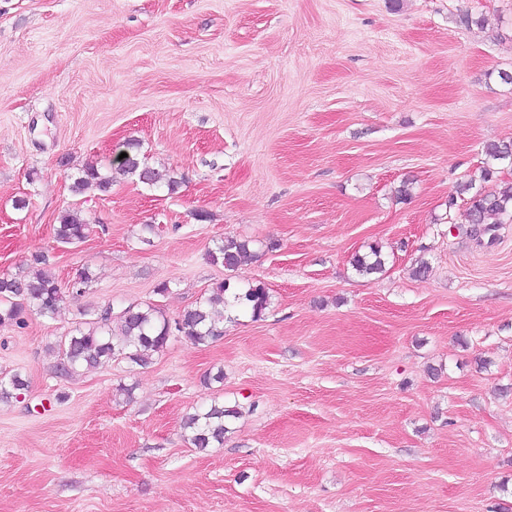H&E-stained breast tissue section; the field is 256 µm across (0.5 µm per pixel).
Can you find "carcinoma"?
<instances>
[{"label": "carcinoma", "mask_w": 512, "mask_h": 512, "mask_svg": "<svg viewBox=\"0 0 512 512\" xmlns=\"http://www.w3.org/2000/svg\"><path fill=\"white\" fill-rule=\"evenodd\" d=\"M138 143L128 140L123 144L127 157L117 160L118 170L135 176L148 186L161 182V175L139 156ZM487 166L481 180H491L494 163L512 164V144L490 143L485 146ZM112 177L103 175L94 164L81 169L74 179L72 191L81 192L90 186L107 191ZM458 193L469 196V207L465 218L470 224L484 227V232L493 231L501 223V217L512 218V181L502 180L496 188L487 191L470 179L458 186ZM90 232V224L78 210L66 212L55 228L56 239L64 244L84 241ZM209 259L220 264L227 271L237 269L243 262L256 257V251L249 240L228 237L208 251ZM353 269L360 276L368 277L383 271L384 261L381 248L370 247L364 255H355L351 261ZM66 292L53 273L43 268L23 275L0 277V325L20 326L24 314L33 309L43 316L56 314L63 306ZM235 303L248 308L252 317L258 318L269 304V291L261 283L241 290L231 288L224 280L212 288L209 296L185 309L174 322H169L160 308L155 305L129 306L117 320H112V308L107 307L96 320L77 327L71 334L60 340L59 369L66 375H73L79 369L97 367L113 358L121 357L138 366L147 365L152 356L163 351L171 338L177 334L195 346H206L224 335V307ZM27 387L20 375H13L9 383H0V401L19 395ZM238 408L214 404L210 408L187 417L184 429L188 441L199 450L224 444L228 432L226 422L237 417Z\"/></svg>", "instance_id": "carcinoma-1"}]
</instances>
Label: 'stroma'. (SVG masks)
Listing matches in <instances>:
<instances>
[{"label": "stroma", "mask_w": 512, "mask_h": 512, "mask_svg": "<svg viewBox=\"0 0 512 512\" xmlns=\"http://www.w3.org/2000/svg\"><path fill=\"white\" fill-rule=\"evenodd\" d=\"M503 71L512 0H0V276L92 275L0 326V381L27 383L0 512H512V221L477 233L456 195L512 142ZM130 139L174 189L113 170ZM90 163L109 191H72ZM72 209L91 233L57 242ZM227 237L257 258L213 264ZM225 280L265 285L260 318L58 372L103 307L173 320ZM214 401L239 416L196 449L183 419ZM369 249L368 254H356L352 258V267L360 276L368 277L383 271L384 261L381 257V248L378 245H373Z\"/></svg>", "instance_id": "stroma-1"}]
</instances>
